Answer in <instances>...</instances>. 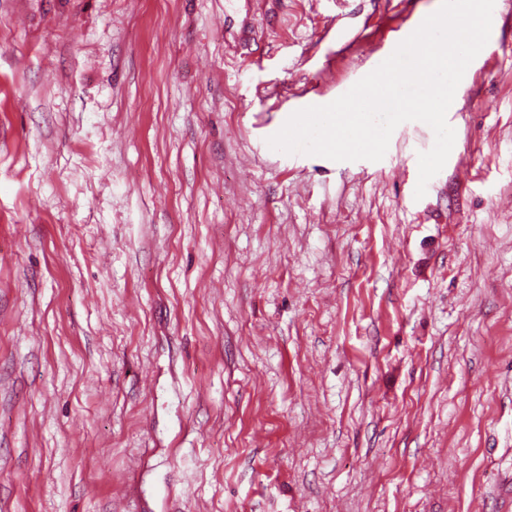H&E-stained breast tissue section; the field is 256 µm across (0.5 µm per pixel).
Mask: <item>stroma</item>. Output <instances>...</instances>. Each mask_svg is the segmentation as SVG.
Listing matches in <instances>:
<instances>
[{
    "instance_id": "obj_1",
    "label": "stroma",
    "mask_w": 512,
    "mask_h": 512,
    "mask_svg": "<svg viewBox=\"0 0 512 512\" xmlns=\"http://www.w3.org/2000/svg\"><path fill=\"white\" fill-rule=\"evenodd\" d=\"M441 0H0V512H512V0L385 157L272 150Z\"/></svg>"
}]
</instances>
